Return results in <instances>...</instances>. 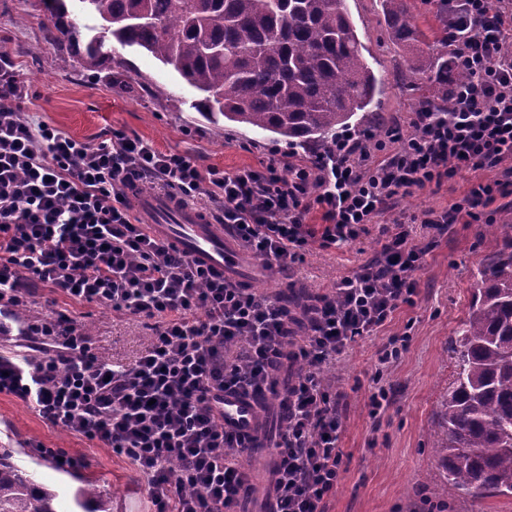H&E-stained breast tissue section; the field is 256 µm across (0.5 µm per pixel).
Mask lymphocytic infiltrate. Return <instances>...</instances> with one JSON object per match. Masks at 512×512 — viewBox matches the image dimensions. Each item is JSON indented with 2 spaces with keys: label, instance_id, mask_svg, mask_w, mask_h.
<instances>
[{
  "label": "lymphocytic infiltrate",
  "instance_id": "1",
  "mask_svg": "<svg viewBox=\"0 0 512 512\" xmlns=\"http://www.w3.org/2000/svg\"><path fill=\"white\" fill-rule=\"evenodd\" d=\"M468 17L457 57L472 78L451 112L417 111L410 131L374 146L340 147L317 164L232 172L113 133L79 140L25 111L27 87L0 51V317L13 319L37 288L154 320L131 362L108 363L66 314L16 336L39 353L0 354V394L52 426L97 440L139 471L155 512H238L248 474L245 432L224 427V396L283 390L286 429L271 470L273 512H326L340 479L341 395L325 371L359 339L412 303L427 250L404 224L332 294L295 315L274 293L217 278L148 234L131 195L156 186L210 204L209 217L265 267L312 249L353 244L401 192L482 172L461 203L424 213L442 230L512 193V0H448ZM322 221L308 223L312 210ZM299 361L279 383L283 358Z\"/></svg>",
  "mask_w": 512,
  "mask_h": 512
}]
</instances>
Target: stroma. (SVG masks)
Returning a JSON list of instances; mask_svg holds the SVG:
<instances>
[{
	"instance_id": "obj_1",
	"label": "stroma",
	"mask_w": 512,
	"mask_h": 512,
	"mask_svg": "<svg viewBox=\"0 0 512 512\" xmlns=\"http://www.w3.org/2000/svg\"><path fill=\"white\" fill-rule=\"evenodd\" d=\"M348 5L366 47L365 57L384 79L379 111L366 114L348 136L362 138L369 127L407 126L420 92L397 79L406 55L389 38L379 0H348ZM1 47L12 53L28 87L25 107L33 121L78 139L95 143L118 130L149 139L160 150L190 154L199 165L229 172L271 159L307 161L316 152L312 146H288L269 133L206 120L194 108L197 92L172 67L147 53L113 46L112 62L99 74L63 65L59 46L47 37L36 0H0ZM476 178V173L464 172L441 186L411 190L351 246L310 251L289 270H269L251 254L243 256L239 282L279 294L293 287L312 300L331 293L337 279L373 256L385 241V229L396 223L410 224L412 237L428 249L415 275L413 305L401 306L391 322L360 339L331 371L337 390L345 395V424L338 442L343 451L341 480L327 501V512L430 508L424 489L443 475L432 450L440 422L439 399L458 371L451 342L480 282L479 270L497 249L486 224L512 213V195L496 198L479 219L448 225L440 233L422 228L419 219L425 211L461 202ZM61 311L86 326L95 353L106 362L134 360L152 334L144 320L104 305L74 304L47 290L32 299L25 315L47 318ZM395 336L405 337L406 349L390 363L379 364L378 351ZM381 388L387 391L389 404L375 414L370 396ZM0 448L15 449L19 466L58 490L61 512H73V495L83 477L104 482L120 512H153L138 473L124 457L99 441L47 424L28 404L6 394H0ZM41 448L67 452L79 463L70 472L60 469L38 456Z\"/></svg>"
}]
</instances>
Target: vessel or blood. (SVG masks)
<instances>
[{"label": "vessel or blood", "instance_id": "vessel-or-blood-1", "mask_svg": "<svg viewBox=\"0 0 512 512\" xmlns=\"http://www.w3.org/2000/svg\"><path fill=\"white\" fill-rule=\"evenodd\" d=\"M135 210L145 229L162 242L175 244L191 259L215 275L236 272L240 251L230 244L220 225L209 223L202 211L165 193H148L135 200ZM257 404L253 395L225 394L226 428L251 431Z\"/></svg>", "mask_w": 512, "mask_h": 512}]
</instances>
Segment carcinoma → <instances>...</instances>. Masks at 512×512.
I'll use <instances>...</instances> for the list:
<instances>
[{"label": "carcinoma", "instance_id": "obj_1", "mask_svg": "<svg viewBox=\"0 0 512 512\" xmlns=\"http://www.w3.org/2000/svg\"><path fill=\"white\" fill-rule=\"evenodd\" d=\"M68 0H39L49 39L69 61L103 70L112 43L170 65L199 93L208 120L270 132L291 145L336 151L360 112H375L382 78L366 63L347 0H78L97 27L80 26ZM392 41L407 54L400 78L432 90L430 107L453 109L471 73L453 58L448 23L422 31L405 0H381ZM502 245L481 269L452 350L459 372L440 401L433 452L447 489L512 495V223L495 225ZM59 493L0 451V512H59ZM84 512H112L99 481L74 494Z\"/></svg>", "mask_w": 512, "mask_h": 512}]
</instances>
